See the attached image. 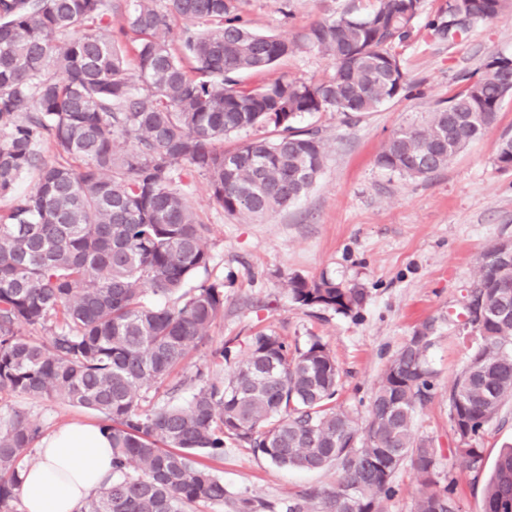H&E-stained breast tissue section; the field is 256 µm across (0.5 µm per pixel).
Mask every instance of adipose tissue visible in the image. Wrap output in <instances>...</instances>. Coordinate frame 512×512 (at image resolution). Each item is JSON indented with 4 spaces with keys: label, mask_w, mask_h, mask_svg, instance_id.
<instances>
[{
    "label": "adipose tissue",
    "mask_w": 512,
    "mask_h": 512,
    "mask_svg": "<svg viewBox=\"0 0 512 512\" xmlns=\"http://www.w3.org/2000/svg\"><path fill=\"white\" fill-rule=\"evenodd\" d=\"M112 479V440L106 430L73 423L43 437L37 458L20 475L24 512H78Z\"/></svg>",
    "instance_id": "adipose-tissue-1"
}]
</instances>
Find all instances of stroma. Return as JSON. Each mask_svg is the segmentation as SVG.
Wrapping results in <instances>:
<instances>
[{
    "label": "stroma",
    "mask_w": 512,
    "mask_h": 512,
    "mask_svg": "<svg viewBox=\"0 0 512 512\" xmlns=\"http://www.w3.org/2000/svg\"><path fill=\"white\" fill-rule=\"evenodd\" d=\"M283 1L240 2L253 32L298 45L272 68L241 74V87L279 78L316 81L333 69L329 58L299 39L312 23L336 17L350 0H287V11ZM447 15L448 0H423L410 38L397 49L412 93L352 119L330 111L298 118L297 128L319 130L327 156L313 186L293 207L246 221L210 203L202 176L184 177V192L210 228L211 261L198 278L223 284L224 317L183 369L147 393L142 407L151 411L188 402L202 384L224 375L210 361L212 348L225 344L240 352L256 331L266 330L292 345L324 343L341 370L337 405L363 417L389 360L428 321L433 330L426 359L436 385L431 399L418 407L414 429L432 440L439 475L453 478L459 512H482L488 474L467 469L457 450L449 391L480 343L457 319L466 291L478 276L482 254L512 241V169L496 163L501 138L512 135V98L503 101L494 127L481 140L429 177L393 175L375 163L393 131L421 123L444 106L489 57L512 55V7L452 43L428 27L429 20ZM323 274L365 288L363 307L343 315L296 304L289 279ZM15 410L26 412L46 434L74 422L99 421L96 414L61 402L0 392V415ZM202 462L223 477L229 492L283 506L335 481L333 469L281 468L231 442L222 457Z\"/></svg>",
    "instance_id": "1"
}]
</instances>
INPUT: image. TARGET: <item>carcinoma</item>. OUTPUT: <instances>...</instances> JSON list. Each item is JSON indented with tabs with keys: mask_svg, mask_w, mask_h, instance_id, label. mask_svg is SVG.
Returning <instances> with one entry per match:
<instances>
[{
	"mask_svg": "<svg viewBox=\"0 0 512 512\" xmlns=\"http://www.w3.org/2000/svg\"><path fill=\"white\" fill-rule=\"evenodd\" d=\"M237 0H0V392L60 400L101 417L119 478L80 512H192L224 504V480L199 462L232 439L282 468H333L334 485L288 504V512H382L405 460L418 474L415 512H458L454 479L439 487L436 449L413 432L416 409L434 388L424 323L387 364L368 415L336 407L340 371L315 339L293 348L259 331L248 350L213 352L222 382L184 405L140 408L142 393L179 367L224 316V284L186 288L207 269L209 227L179 182L205 179L210 202L246 220L297 203L320 172L319 132L294 127L317 112L357 115L410 88L396 47L422 13L421 0H375L310 25L304 45L328 56L317 81L277 79L255 89L237 76L265 70L296 44L251 31ZM507 0H455L450 41L496 18ZM183 21L178 32L173 22ZM137 71L131 72L128 54ZM481 74L420 125L402 126L376 155L378 167L426 178L495 124L512 97V57ZM233 149L224 137L267 130ZM50 144L58 161L43 156ZM496 162L512 169V137ZM35 174V188L15 192ZM497 248L481 258L467 290L463 326L481 343L449 394L458 451L483 464L479 438L512 399V288ZM295 303L348 314L366 293L322 275L292 278ZM49 329L42 340L22 329ZM40 428L25 412L0 419V512H16L20 473ZM236 512H275L248 499ZM483 512H512V445L484 489Z\"/></svg>",
	"mask_w": 512,
	"mask_h": 512,
	"instance_id": "1",
	"label": "carcinoma"
}]
</instances>
